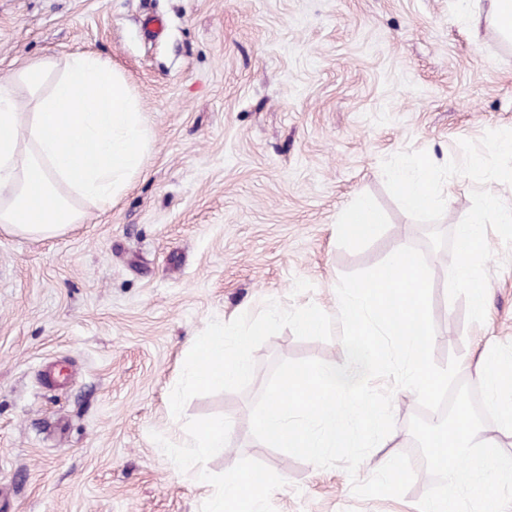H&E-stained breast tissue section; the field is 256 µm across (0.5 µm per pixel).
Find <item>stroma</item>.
Masks as SVG:
<instances>
[{"label":"stroma","instance_id":"obj_1","mask_svg":"<svg viewBox=\"0 0 512 512\" xmlns=\"http://www.w3.org/2000/svg\"><path fill=\"white\" fill-rule=\"evenodd\" d=\"M90 53L123 75L151 134L142 168L112 206L47 239L0 229V512H209L225 474L261 471L276 487L260 512H418L432 483L361 499L343 468L263 446L250 412L275 361L343 363L339 339L288 329L254 353L248 388L170 392L210 320L258 313L265 300L336 315L343 274L397 243L425 250L429 225L388 192L383 159L423 150L461 159L459 140L512 129V45L473 38L462 0H0V83L32 60ZM475 184L455 176L438 229L468 213ZM383 222L339 234L361 198ZM487 242L483 324L432 277L433 356L460 378L489 343L512 360V247ZM62 363L69 382L48 372ZM416 395L393 394L398 452L421 464ZM224 420L222 450L199 486L188 447Z\"/></svg>","mask_w":512,"mask_h":512}]
</instances>
